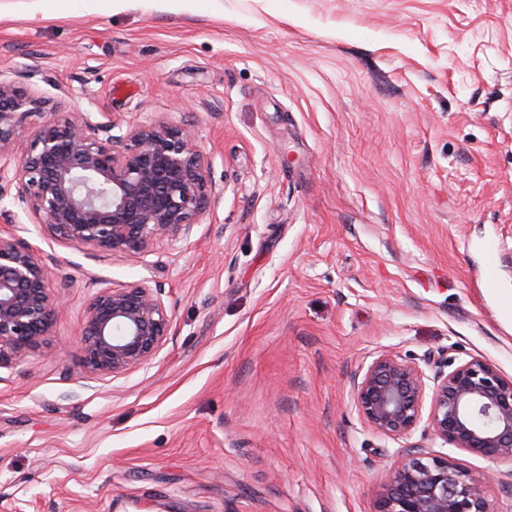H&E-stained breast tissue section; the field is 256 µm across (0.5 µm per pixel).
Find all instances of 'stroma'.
<instances>
[{
  "label": "stroma",
  "instance_id": "obj_1",
  "mask_svg": "<svg viewBox=\"0 0 512 512\" xmlns=\"http://www.w3.org/2000/svg\"><path fill=\"white\" fill-rule=\"evenodd\" d=\"M44 112L193 130L215 205L146 259L27 239L73 283L0 376V512H375L420 447L357 411L379 355L512 378V0H0V77ZM22 79V78H21ZM159 287L146 365L89 373L102 286Z\"/></svg>",
  "mask_w": 512,
  "mask_h": 512
}]
</instances>
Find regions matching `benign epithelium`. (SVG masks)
<instances>
[{
  "instance_id": "benign-epithelium-1",
  "label": "benign epithelium",
  "mask_w": 512,
  "mask_h": 512,
  "mask_svg": "<svg viewBox=\"0 0 512 512\" xmlns=\"http://www.w3.org/2000/svg\"><path fill=\"white\" fill-rule=\"evenodd\" d=\"M37 101L0 78V370H10L51 335L71 280L51 278L56 259L20 236L24 222L43 236L101 252L144 257L155 240H182L210 207L203 156L187 128L115 124L99 112H44L22 152L18 126ZM107 133L101 137L100 133ZM171 317L148 282L104 288L80 328L83 366L100 376L148 363L169 336ZM428 384L415 365L378 356L354 378V403L387 437L421 421ZM427 416L433 435L488 460L512 461V379L471 358L434 379ZM487 480L455 459L408 451L392 464L376 512H490Z\"/></svg>"
}]
</instances>
